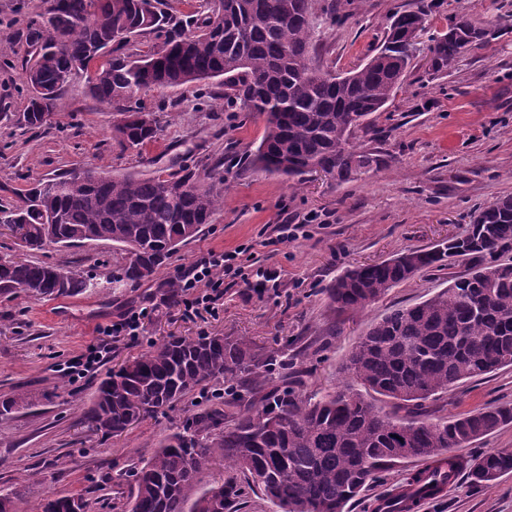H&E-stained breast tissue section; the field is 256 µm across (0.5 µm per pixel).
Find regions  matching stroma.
Instances as JSON below:
<instances>
[{"label":"stroma","instance_id":"1","mask_svg":"<svg viewBox=\"0 0 512 512\" xmlns=\"http://www.w3.org/2000/svg\"><path fill=\"white\" fill-rule=\"evenodd\" d=\"M430 32L455 18L495 22L496 32L463 53L446 73L429 70V38L421 36L399 89L372 116V132L357 143L379 156L378 170L347 182L304 175L299 186L248 163L263 133L260 117L220 104L223 86L206 80L190 86L139 92L134 106L155 113V140L127 149L116 139V113L87 92L85 74L72 76L47 126L36 130L10 122L27 97L21 66L31 56L19 32L44 8L43 0H0V205L10 206L39 178L94 170L115 177L177 178L193 173L209 184L222 172L224 206L197 238L174 252L157 276L137 285L118 280L128 255L109 241L78 248L55 246L23 253L9 233L0 234V257L58 264L92 276L94 288L58 298H0V400L23 388L38 405L0 420V492L25 471H38L28 505L50 492L94 499V512H116L126 501L129 473L160 439L180 426L196 405L188 395L145 418L120 436L102 439L82 412L99 378L166 336H245L256 345L287 348L304 389L334 391L346 376L340 365L359 336L387 309L423 301L448 285L447 271L424 272L391 289L372 307L329 320L324 288L346 269L380 262L408 249H424L464 233L475 213L512 196V0H430ZM414 0H355L340 25L323 24L321 59L344 74L364 66L382 44L393 13ZM320 215L311 237L261 246L278 224ZM254 242L255 264L277 271V290L257 295L245 283L224 281L218 313L185 318L179 307L160 305L145 322L141 340L121 344L96 376L69 380L60 371L112 323L168 278L172 266L208 249ZM335 335H328V323ZM512 403V367L451 388L434 402L452 416L493 402ZM416 512H512V474L476 489L458 477L439 499Z\"/></svg>","mask_w":512,"mask_h":512}]
</instances>
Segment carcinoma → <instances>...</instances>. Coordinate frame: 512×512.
Masks as SVG:
<instances>
[{
  "label": "carcinoma",
  "instance_id": "obj_1",
  "mask_svg": "<svg viewBox=\"0 0 512 512\" xmlns=\"http://www.w3.org/2000/svg\"><path fill=\"white\" fill-rule=\"evenodd\" d=\"M176 0H46L22 36L32 48L22 79L27 105L18 116L36 129L51 118L59 94L78 72L91 97L137 115L113 125L120 144L156 138L158 120L131 106L143 89L223 78L224 101L264 121L252 163L290 178L322 171L343 182L379 168L375 154L353 142L370 129L399 88L416 52L413 35L426 30L423 0L393 15L381 51L344 76L313 61L319 19H345L324 0H206L208 12L183 13ZM483 41L481 27L460 18L431 37L430 67ZM224 176L201 186L190 175L119 178L95 172L36 181L18 202L0 206V228L28 250L110 241L129 261L121 279L155 276L176 249L201 232L224 201ZM457 265L448 287L411 306L388 310L359 337L341 366L349 380L320 394L298 376L273 384L288 365L242 336H170L124 361L98 385L84 414L102 437L118 436L190 391L222 379L230 400L207 406L163 437L132 469L128 512H237L244 490L257 487L281 512H345L348 502L395 463L423 469L383 497L387 510L411 512L420 491L440 497L465 472L475 486L512 474V451L475 457L457 453L512 424V405L452 418L431 416L426 402L497 369L512 367V196L485 207L467 234L422 251L421 269ZM492 273L494 287L479 278ZM414 274L393 256L350 268L326 288L331 316L364 310ZM94 286L61 265L0 259V297L70 296ZM391 403L386 411L379 398ZM39 396L18 391L0 401V417L29 408ZM405 414H400V411ZM221 457L223 484L202 486ZM90 512L80 495H47L41 512ZM0 512H26L20 493L0 495Z\"/></svg>",
  "mask_w": 512,
  "mask_h": 512
}]
</instances>
